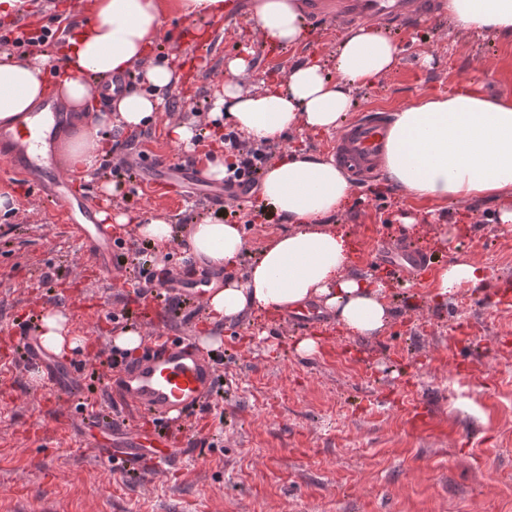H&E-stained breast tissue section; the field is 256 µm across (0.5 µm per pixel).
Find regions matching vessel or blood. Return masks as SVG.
Here are the masks:
<instances>
[{"label":"vessel or blood","instance_id":"obj_1","mask_svg":"<svg viewBox=\"0 0 512 512\" xmlns=\"http://www.w3.org/2000/svg\"><path fill=\"white\" fill-rule=\"evenodd\" d=\"M313 21L332 19L341 23L402 24L420 18L437 19L436 0H304ZM65 125V114L56 101H46L39 111L29 112L15 125L0 127V170L31 183L39 198L55 202L67 229L82 244L86 263L103 276H111L116 245L110 225L100 223L91 200L75 196L71 177L58 166L49 143ZM390 124L386 113L372 111L348 124L336 140L334 157L353 180L370 178L381 163ZM30 359L47 373L53 392L67 395L76 384L70 369L58 364L38 337L22 336ZM152 349L137 362L112 375L107 387L119 403H133L170 423L181 424L198 410L215 384V371L205 352L186 340L163 335L152 338ZM86 445L105 462L137 464L153 457L157 466L171 462L178 448L169 435L148 429L123 433L111 419L91 425Z\"/></svg>","mask_w":512,"mask_h":512}]
</instances>
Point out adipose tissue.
<instances>
[{
    "instance_id": "obj_1",
    "label": "adipose tissue",
    "mask_w": 512,
    "mask_h": 512,
    "mask_svg": "<svg viewBox=\"0 0 512 512\" xmlns=\"http://www.w3.org/2000/svg\"><path fill=\"white\" fill-rule=\"evenodd\" d=\"M165 0H92L93 22L73 26L54 52L34 57L0 54V125L34 111L47 91H55L70 111L82 114L79 132L61 149L64 165L93 169L106 157L104 128L129 133L147 127L176 81L154 49L164 33ZM449 24L512 41V0H447ZM255 24L271 43L291 45L307 37L301 0H258ZM401 47L372 27L343 32L336 46V77L316 61L289 69L282 83L243 91L236 76L245 57L224 60L228 75L215 105L246 138L273 143L295 130L331 131L349 112L356 88L374 85L394 66ZM140 70L146 91H126L111 101V112L90 113L95 80ZM56 72L55 86L45 78ZM389 182L418 197L466 202L476 197L512 199V98L477 93L431 96L395 113L385 154ZM261 195L288 224L259 257L243 264L247 251L240 225L205 220L186 228V251L193 261L215 269L243 267L236 278L208 288L202 298L212 324H230L266 312L295 311L318 303L348 336H378L390 322L382 284L351 270L346 236L329 219L344 210L352 187L326 157L297 149L268 165ZM484 269L473 262L439 268L437 292L482 285ZM37 334L44 348L62 354L82 344L67 317L48 310Z\"/></svg>"
}]
</instances>
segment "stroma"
I'll return each mask as SVG.
<instances>
[{
	"label": "stroma",
	"instance_id": "stroma-1",
	"mask_svg": "<svg viewBox=\"0 0 512 512\" xmlns=\"http://www.w3.org/2000/svg\"><path fill=\"white\" fill-rule=\"evenodd\" d=\"M90 8L91 0H30L12 24L35 29L56 13L74 24L90 19ZM165 21L182 25L179 38L160 42L180 80L154 124L112 140L116 155L161 158L181 168V178L174 186L148 175L132 183L125 171L99 166L74 170L73 187L101 212L132 216L112 227L126 255L144 245L136 218L160 214L179 232L206 219L242 225L245 259L253 261L287 224L272 212L264 223H245L264 205L257 193L210 205L204 192L215 183L196 158L220 143L180 148L167 125L206 120L229 56L249 57L239 79L247 91L311 57L335 73L344 28L328 21L305 42L274 48L246 10L228 23L171 11ZM392 36L402 46L397 65L374 86L353 90L350 117L394 112L428 95L512 97V42L441 20ZM4 194L14 206L0 211V512H512V309L497 298L501 279L512 277V229L495 222L504 200L412 197L383 173L354 185L333 221L353 242V270L383 284L391 310L384 332L362 342L325 313L299 330L277 313L216 333L200 304L171 311L161 300H134L131 269L114 270L109 282L86 267L79 241L26 180L0 178ZM401 242L430 260L409 282L375 261L378 246ZM462 258L483 266L484 286L436 300L434 269ZM46 309L66 311L84 339L59 357L80 388L69 398L50 397L44 369L23 359L12 336ZM128 326L220 339L208 351L214 395L177 431L181 456L151 476L98 461L57 425L64 413L81 421L85 404L111 410L122 427L150 425L133 406H113L104 385L109 368L100 357L114 354V335ZM303 335L321 336L315 354L296 352Z\"/></svg>",
	"mask_w": 512,
	"mask_h": 512
}]
</instances>
